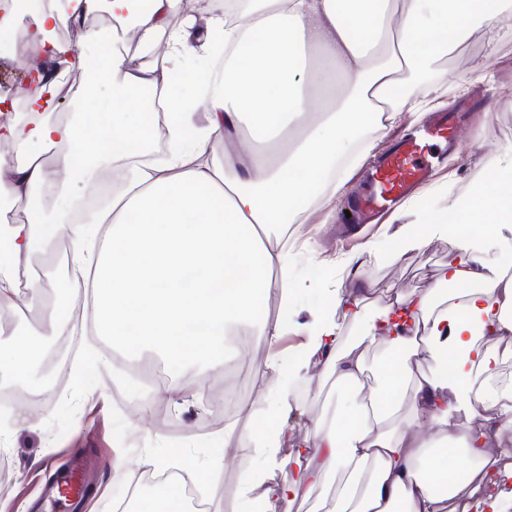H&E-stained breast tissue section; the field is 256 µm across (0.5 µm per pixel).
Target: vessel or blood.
<instances>
[{"mask_svg": "<svg viewBox=\"0 0 512 512\" xmlns=\"http://www.w3.org/2000/svg\"><path fill=\"white\" fill-rule=\"evenodd\" d=\"M466 115L462 109L441 112L421 127L403 134L397 146L379 157L365 175L366 188L351 205L353 219L379 223L394 215L412 190L432 178L442 152L460 143ZM80 450H73L68 464L45 484L35 512H74L90 483Z\"/></svg>", "mask_w": 512, "mask_h": 512, "instance_id": "vessel-or-blood-1", "label": "vessel or blood"}]
</instances>
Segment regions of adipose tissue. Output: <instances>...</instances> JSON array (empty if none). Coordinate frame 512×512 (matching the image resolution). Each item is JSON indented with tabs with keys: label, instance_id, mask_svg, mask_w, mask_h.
Here are the masks:
<instances>
[{
	"label": "adipose tissue",
	"instance_id": "1",
	"mask_svg": "<svg viewBox=\"0 0 512 512\" xmlns=\"http://www.w3.org/2000/svg\"><path fill=\"white\" fill-rule=\"evenodd\" d=\"M181 0H55L35 15L32 40L42 59L65 53L53 40L69 20L107 12L117 25L90 33L109 51L94 60L82 88L51 82L29 97L32 126L0 123V142L18 161L0 176V192L24 200V222L7 232L9 260H0V298L43 294L38 277L17 288L18 258L32 251L43 225L73 242L72 260L93 293V324L129 351L152 352L171 371L201 374L224 368L227 339L247 333L272 289L287 290L292 255L269 229L291 223L302 205L336 192L399 112L431 107L426 87L403 82V69H425L461 46L473 29L495 44L512 0H243L234 14L210 0L206 35L192 42L188 26L171 25ZM163 52L155 69L127 54ZM112 86L103 122L45 120L55 102L87 98L92 85ZM161 88L179 109L169 122L164 160L145 164L154 128L131 112L134 94ZM206 123L197 126V114ZM249 127L251 143L209 155L213 140L232 142ZM198 128L195 140L181 137ZM52 164H44L43 155ZM453 238L457 261L440 287L401 296L361 326L354 345L337 353V309L362 295L339 292L320 302L303 362L324 353L321 373L351 395L342 419L318 417L304 445L279 456L288 431L282 384L289 366L270 362L274 376L263 420L251 436L267 459L297 474L280 498L313 499L314 512H502L481 492L512 472V452L493 451L512 426V392L487 393L482 377L499 364L512 336V271L489 270L473 245L471 224L512 223V155L495 158L458 198ZM54 317L46 332L16 330L0 340V374L30 378L43 335L70 332ZM384 345L375 366L381 394H363L364 349ZM494 406L464 434L448 429L451 413ZM465 469L451 465L454 457Z\"/></svg>",
	"mask_w": 512,
	"mask_h": 512
}]
</instances>
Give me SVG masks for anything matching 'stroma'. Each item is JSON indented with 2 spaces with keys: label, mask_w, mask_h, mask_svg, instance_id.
I'll return each instance as SVG.
<instances>
[{
  "label": "stroma",
  "mask_w": 512,
  "mask_h": 512,
  "mask_svg": "<svg viewBox=\"0 0 512 512\" xmlns=\"http://www.w3.org/2000/svg\"><path fill=\"white\" fill-rule=\"evenodd\" d=\"M25 31V25H18L14 51L0 56V103L5 104L9 121L28 99L27 63L34 51ZM483 49L476 32L431 66L436 80L428 90L437 109L474 91L484 92L487 99L484 110L472 113L459 149L420 190L436 217L447 215L455 192L481 176L489 159L512 153V29L501 34L489 58V75L480 79L471 71V60ZM358 188L356 176H349L336 195L313 200L289 229L274 227V234H287L289 247L298 255L291 270L289 304H282L276 289L265 304L266 310H278L288 331L276 345H269L262 333L265 321L259 317L248 335L230 337L235 354L222 372L206 378L203 397L192 396L198 382L194 370L176 380L159 381L154 376L160 364L156 356L141 355L139 366H131L121 345L100 334L77 338L65 360L67 371L60 376L40 368L29 380L0 377V384L12 389L8 419L0 422V512H27L29 495L54 478L75 448L83 449L92 481L84 512H118L147 455L166 457L168 469H180L179 461L166 456L173 445L185 447L203 468L209 467L214 452L225 453L220 476L199 487L198 493L209 512H245L235 459L243 454L255 461L261 458L249 434L262 414L269 384L264 366L272 352L302 349L318 303L336 291L364 289L360 312L368 319L396 295L432 288L443 267L457 257L452 239L438 233L423 248L407 251L400 260L390 259L396 235L422 218L409 206L387 223L354 232L352 243H344L347 232L337 217ZM62 237L55 226H48L39 247L23 257V264L37 263L45 291L41 307L34 310L25 299H17L13 327L37 326L57 309L59 298L75 307L87 300L82 289L69 287L65 271L54 262L55 242ZM91 351L108 358L92 383L79 377ZM145 398L151 402L146 414L141 411ZM288 401L290 408L282 419L291 440L280 450L284 456L303 441L313 418L334 415L341 407L338 389L324 383L316 367L289 389Z\"/></svg>",
  "instance_id": "stroma-1"
}]
</instances>
